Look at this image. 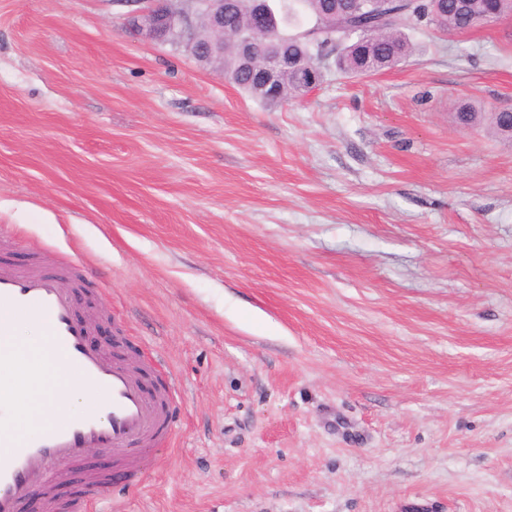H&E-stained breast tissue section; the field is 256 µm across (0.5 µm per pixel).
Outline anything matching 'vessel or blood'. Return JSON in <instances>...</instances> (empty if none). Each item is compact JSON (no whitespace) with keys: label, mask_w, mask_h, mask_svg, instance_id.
<instances>
[{"label":"vessel or blood","mask_w":512,"mask_h":512,"mask_svg":"<svg viewBox=\"0 0 512 512\" xmlns=\"http://www.w3.org/2000/svg\"><path fill=\"white\" fill-rule=\"evenodd\" d=\"M82 282L73 268L0 265V343L7 342L23 314L38 320L51 346L91 393L90 410L54 426L17 433L12 411L0 407V512H20L34 483L67 477L81 464L86 449L104 448L125 467L139 460L172 434L170 386L148 390L141 367L109 358L87 339L88 327L78 318L76 288ZM106 479L91 473L83 480L78 512H97Z\"/></svg>","instance_id":"obj_1"}]
</instances>
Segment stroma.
<instances>
[{
	"label": "stroma",
	"instance_id": "obj_1",
	"mask_svg": "<svg viewBox=\"0 0 512 512\" xmlns=\"http://www.w3.org/2000/svg\"><path fill=\"white\" fill-rule=\"evenodd\" d=\"M116 0H0V261L74 262L170 443L101 512H512V18L265 104Z\"/></svg>",
	"mask_w": 512,
	"mask_h": 512
}]
</instances>
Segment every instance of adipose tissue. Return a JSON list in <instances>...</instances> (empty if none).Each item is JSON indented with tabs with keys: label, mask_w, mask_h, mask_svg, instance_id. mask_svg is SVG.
Masks as SVG:
<instances>
[{
	"label": "adipose tissue",
	"mask_w": 512,
	"mask_h": 512,
	"mask_svg": "<svg viewBox=\"0 0 512 512\" xmlns=\"http://www.w3.org/2000/svg\"><path fill=\"white\" fill-rule=\"evenodd\" d=\"M11 343L27 363L24 384L6 398L16 430L26 432L61 421L66 405L89 397L88 388L72 382L60 357L48 349L46 336L29 330L27 322L17 321Z\"/></svg>",
	"instance_id": "adipose-tissue-1"
}]
</instances>
